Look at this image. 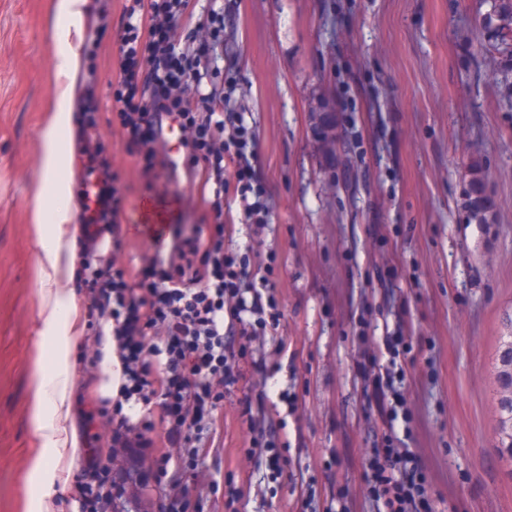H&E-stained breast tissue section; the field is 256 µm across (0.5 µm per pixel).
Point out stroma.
Listing matches in <instances>:
<instances>
[{"label": "stroma", "mask_w": 512, "mask_h": 512, "mask_svg": "<svg viewBox=\"0 0 512 512\" xmlns=\"http://www.w3.org/2000/svg\"><path fill=\"white\" fill-rule=\"evenodd\" d=\"M124 0H86L100 31L99 93L118 68ZM55 0H0V512H27L39 489L31 462L40 438L28 397L39 304L33 188L41 176L43 116L56 94L47 38ZM490 0H237L227 23L234 98L257 126L273 222L263 250L287 254L278 297L280 333L296 361L268 381L297 402L286 416L290 468L269 480L239 451L225 408L202 466L166 474L140 491V512H162L160 492L184 480L197 512H225L227 484L242 487V512H294L301 488L326 512L328 479L348 473L362 506V463L373 436L353 376L357 308L378 302L376 264L397 266L399 298L422 351L407 368L419 442L434 479L437 512H512V479L495 453L491 364L512 311V41L481 21ZM328 103L346 138L336 163L320 165L313 128ZM120 174L118 222L127 256L148 246L138 205L148 192L108 110L97 114ZM480 165L487 207L474 213L469 168ZM353 166L352 190L342 171ZM385 227L384 240L366 232ZM94 334L71 358L74 394L100 396L110 375L83 368Z\"/></svg>", "instance_id": "1"}]
</instances>
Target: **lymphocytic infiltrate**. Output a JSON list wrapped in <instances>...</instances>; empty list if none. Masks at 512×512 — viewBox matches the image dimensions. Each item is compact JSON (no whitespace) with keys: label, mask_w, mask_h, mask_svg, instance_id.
I'll return each instance as SVG.
<instances>
[{"label":"lymphocytic infiltrate","mask_w":512,"mask_h":512,"mask_svg":"<svg viewBox=\"0 0 512 512\" xmlns=\"http://www.w3.org/2000/svg\"><path fill=\"white\" fill-rule=\"evenodd\" d=\"M191 0H125L117 38L118 71L110 110L129 153L138 158L149 192L179 199L176 179L208 185L210 222L192 228L169 225L143 266L130 272L120 246L100 251V238L119 237V173L112 169L99 133L100 97L95 64L97 40L88 37L87 106L81 134L86 182L95 189L81 266L97 339L112 341L120 364L114 397L101 399L99 417L110 454L95 459L81 487L80 512H116L133 497L131 483L146 480L137 464L157 444L181 449L178 466L189 475L214 441L229 397H236L246 452L264 464L271 479L288 466L285 425L266 381L288 351L279 341L272 359L254 355V343L275 335L283 316L275 295L284 260L259 253L253 242L271 222L267 181L258 157L253 122L235 103L229 77L235 62L225 56L223 10L193 16ZM194 22L195 35L178 32ZM180 132V176L169 174L165 128ZM232 181L233 199L224 196ZM252 242L224 246L237 223ZM412 324L398 319L367 344L357 373L369 389L382 431L363 471L369 512H434L431 482L415 447L414 414L402 386V356L413 349Z\"/></svg>","instance_id":"lymphocytic-infiltrate-1"}]
</instances>
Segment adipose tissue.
I'll use <instances>...</instances> for the list:
<instances>
[{"instance_id":"ef3b65f1","label":"adipose tissue","mask_w":512,"mask_h":512,"mask_svg":"<svg viewBox=\"0 0 512 512\" xmlns=\"http://www.w3.org/2000/svg\"><path fill=\"white\" fill-rule=\"evenodd\" d=\"M50 37L56 73L67 84L45 119L42 173L33 213L39 258L36 271L43 329L30 384L31 414L42 447L32 462L41 493L30 512H55L56 495L70 484L82 442L81 425L72 412L70 357L84 343V323L71 287L81 230L74 222L73 184L79 164L73 150L75 93L71 83L81 66V48L72 32L81 30L87 13L83 0H56Z\"/></svg>"}]
</instances>
